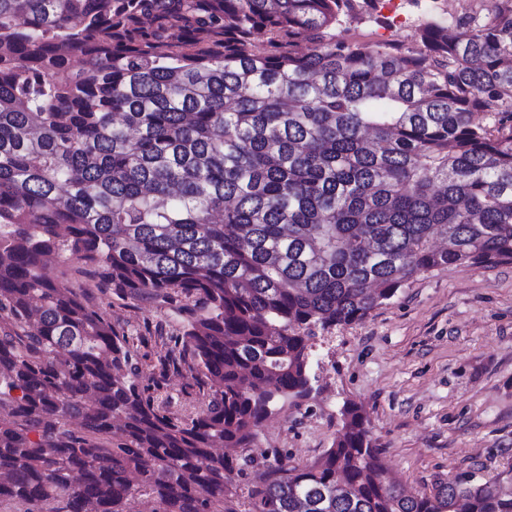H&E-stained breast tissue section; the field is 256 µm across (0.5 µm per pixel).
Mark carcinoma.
Returning <instances> with one entry per match:
<instances>
[{
  "label": "carcinoma",
  "mask_w": 512,
  "mask_h": 512,
  "mask_svg": "<svg viewBox=\"0 0 512 512\" xmlns=\"http://www.w3.org/2000/svg\"><path fill=\"white\" fill-rule=\"evenodd\" d=\"M414 39L383 0H0V502L22 512H235L224 483L277 400L312 389L315 329L410 279L512 263V0ZM78 58L75 70L70 62ZM187 312L163 363L45 259ZM502 476L420 496L346 404L324 455L278 453L244 512H512Z\"/></svg>",
  "instance_id": "obj_1"
}]
</instances>
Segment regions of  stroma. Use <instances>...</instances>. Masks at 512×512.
I'll return each instance as SVG.
<instances>
[{"instance_id":"obj_1","label":"stroma","mask_w":512,"mask_h":512,"mask_svg":"<svg viewBox=\"0 0 512 512\" xmlns=\"http://www.w3.org/2000/svg\"><path fill=\"white\" fill-rule=\"evenodd\" d=\"M430 0H387L391 34L414 38ZM60 256L50 276L70 286L129 338L143 384L168 409L197 411L208 389L187 371L164 370L179 316L150 299L109 301ZM310 396L279 400L264 422L260 449L287 453L293 466L331 447L340 411L363 410L382 460L411 494L459 474L483 481L512 468V263L458 265L408 281L366 319L318 332Z\"/></svg>"}]
</instances>
